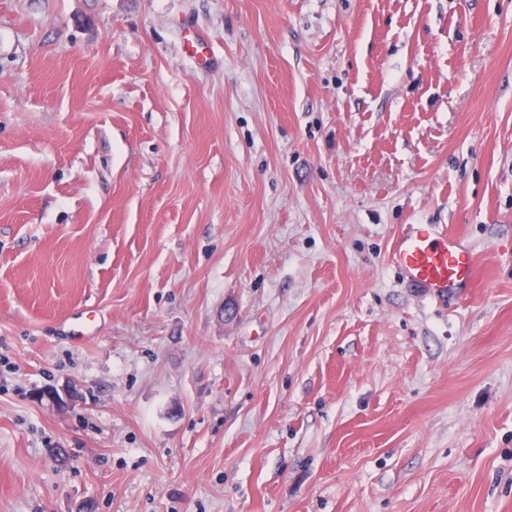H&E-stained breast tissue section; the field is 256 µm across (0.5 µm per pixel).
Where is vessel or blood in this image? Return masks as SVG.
I'll return each mask as SVG.
<instances>
[{
	"mask_svg": "<svg viewBox=\"0 0 512 512\" xmlns=\"http://www.w3.org/2000/svg\"><path fill=\"white\" fill-rule=\"evenodd\" d=\"M390 261L410 286L421 289L438 303L470 292L478 283L475 252L458 234L439 230L433 224H414L400 234L391 249Z\"/></svg>",
	"mask_w": 512,
	"mask_h": 512,
	"instance_id": "b4317fda",
	"label": "vessel or blood"
}]
</instances>
